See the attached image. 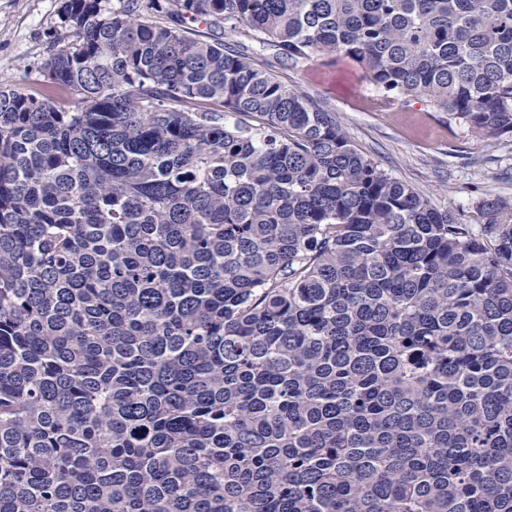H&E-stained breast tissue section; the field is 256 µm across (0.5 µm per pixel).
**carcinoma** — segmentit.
Segmentation results:
<instances>
[{"label": "carcinoma", "mask_w": 512, "mask_h": 512, "mask_svg": "<svg viewBox=\"0 0 512 512\" xmlns=\"http://www.w3.org/2000/svg\"><path fill=\"white\" fill-rule=\"evenodd\" d=\"M60 12L72 108L0 90V512H512V200L464 223L224 43L498 142L512 0Z\"/></svg>", "instance_id": "cac0c4a2"}]
</instances>
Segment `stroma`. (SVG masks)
<instances>
[{
	"label": "stroma",
	"mask_w": 512,
	"mask_h": 512,
	"mask_svg": "<svg viewBox=\"0 0 512 512\" xmlns=\"http://www.w3.org/2000/svg\"><path fill=\"white\" fill-rule=\"evenodd\" d=\"M60 6L61 0H0V86L25 94L43 91L49 49L68 33ZM225 42L269 63L283 83L335 113L357 149L465 223H482L478 198L512 197V141L476 137L421 99L383 104L369 76L349 58L315 56L283 64L244 34L226 36Z\"/></svg>",
	"instance_id": "stroma-1"
}]
</instances>
